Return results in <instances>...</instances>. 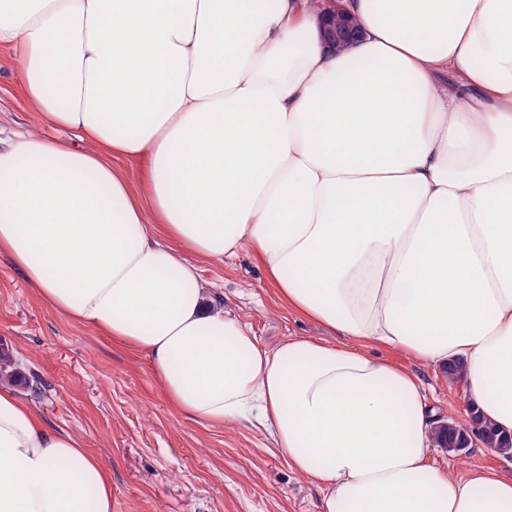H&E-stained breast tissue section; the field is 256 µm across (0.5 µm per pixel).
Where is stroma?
<instances>
[{"mask_svg": "<svg viewBox=\"0 0 512 512\" xmlns=\"http://www.w3.org/2000/svg\"><path fill=\"white\" fill-rule=\"evenodd\" d=\"M0 126L57 134L39 121L16 78L13 55L3 47ZM201 276L265 347L289 336L328 337L315 321L288 308L250 249L202 264ZM1 348L26 378L17 393L48 425L69 430L111 468L112 512H320L318 487L295 472L266 435L236 424L208 428L176 413L146 357L48 308L2 255ZM369 351L412 370L443 415L467 424L464 387L448 381L444 368L421 366L409 354L379 345ZM429 459L460 476L489 467L512 478V458L482 444L464 453L436 447Z\"/></svg>", "mask_w": 512, "mask_h": 512, "instance_id": "35a3bbf8", "label": "stroma"}]
</instances>
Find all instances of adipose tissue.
Masks as SVG:
<instances>
[{
  "mask_svg": "<svg viewBox=\"0 0 512 512\" xmlns=\"http://www.w3.org/2000/svg\"><path fill=\"white\" fill-rule=\"evenodd\" d=\"M1 45L86 143L0 139V255L45 305L147 355L177 413L264 429L321 512H512L494 469L430 463L417 375L366 350L462 363L512 432V0H0ZM246 246L336 343L267 348L215 303L201 263ZM0 512H112L110 471L8 387ZM320 26L326 44L334 48L355 41L360 33L353 21L340 11L336 14L323 12Z\"/></svg>",
  "mask_w": 512,
  "mask_h": 512,
  "instance_id": "ef3b65f1",
  "label": "adipose tissue"
}]
</instances>
